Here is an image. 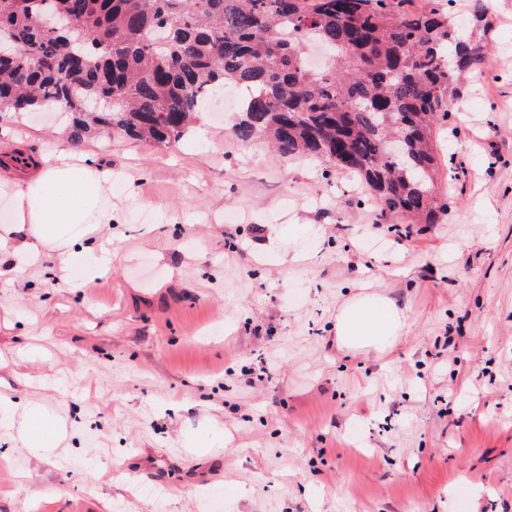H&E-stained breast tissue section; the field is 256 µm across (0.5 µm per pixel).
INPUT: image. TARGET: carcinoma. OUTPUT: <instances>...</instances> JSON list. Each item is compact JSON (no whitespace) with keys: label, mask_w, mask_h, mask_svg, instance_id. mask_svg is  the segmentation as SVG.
I'll return each mask as SVG.
<instances>
[{"label":"carcinoma","mask_w":512,"mask_h":512,"mask_svg":"<svg viewBox=\"0 0 512 512\" xmlns=\"http://www.w3.org/2000/svg\"><path fill=\"white\" fill-rule=\"evenodd\" d=\"M0 0V112L51 108L72 135L119 129L169 145L244 88L232 135L360 177L407 224L441 202L430 133L486 48L487 0ZM60 18L87 36L58 33ZM290 28L295 37L285 36ZM400 135L406 156L387 158Z\"/></svg>","instance_id":"cac0c4a2"}]
</instances>
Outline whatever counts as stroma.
Wrapping results in <instances>:
<instances>
[{
  "label": "stroma",
  "mask_w": 512,
  "mask_h": 512,
  "mask_svg": "<svg viewBox=\"0 0 512 512\" xmlns=\"http://www.w3.org/2000/svg\"><path fill=\"white\" fill-rule=\"evenodd\" d=\"M489 7L483 73L434 132L433 224L229 113L166 147L0 112V143L110 164L114 216L87 287L53 255L0 277V393L55 435L0 423V512H512V0ZM365 286L407 328L353 353L336 310ZM5 411L13 418L20 412V422L16 431L25 448H48L52 444L50 433L45 428L37 408L25 406L20 408L18 403L0 394V412Z\"/></svg>",
  "instance_id": "stroma-1"
}]
</instances>
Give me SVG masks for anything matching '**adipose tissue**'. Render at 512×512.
Returning a JSON list of instances; mask_svg holds the SVG:
<instances>
[{"label": "adipose tissue", "mask_w": 512, "mask_h": 512, "mask_svg": "<svg viewBox=\"0 0 512 512\" xmlns=\"http://www.w3.org/2000/svg\"><path fill=\"white\" fill-rule=\"evenodd\" d=\"M14 147L0 146V196L12 212L0 222V253L10 255L13 272L25 276L43 249L56 251L61 271L83 287L112 264L101 237L112 223V168L78 152L19 163ZM403 313L378 294L346 300L336 312V340L350 351L380 349L401 336ZM0 411L19 416L17 433L25 447L52 442L37 408L19 407L0 395Z\"/></svg>", "instance_id": "obj_1"}]
</instances>
